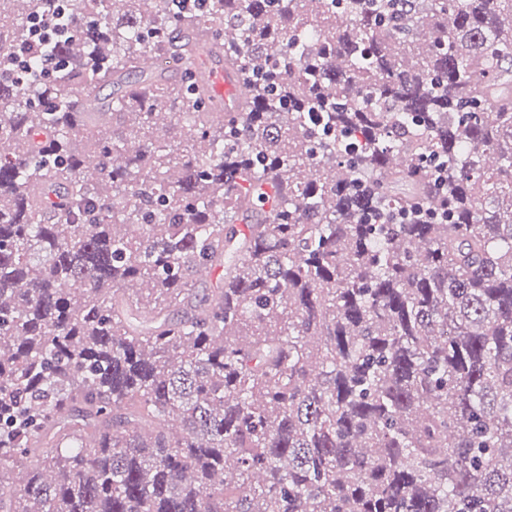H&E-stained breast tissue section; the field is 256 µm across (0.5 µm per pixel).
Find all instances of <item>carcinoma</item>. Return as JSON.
I'll return each mask as SVG.
<instances>
[{
    "instance_id": "carcinoma-1",
    "label": "carcinoma",
    "mask_w": 512,
    "mask_h": 512,
    "mask_svg": "<svg viewBox=\"0 0 512 512\" xmlns=\"http://www.w3.org/2000/svg\"><path fill=\"white\" fill-rule=\"evenodd\" d=\"M12 2L0 512H512V0ZM59 4L63 6H58V8L53 12L52 16L49 17L46 23L43 24L41 22V29L36 36L37 41V49L35 52H39V49H44L47 55H44V58H51L54 49H56L58 42L56 41L54 46L50 44L55 40V37L60 34H64L68 31L69 25L67 23V11L64 5L66 0H59ZM44 35V37H42ZM198 68L205 77L208 92L216 99L224 101L223 108L217 112H238L244 102L243 89L237 82L234 70L222 63L214 62L208 50L199 53Z\"/></svg>"
}]
</instances>
